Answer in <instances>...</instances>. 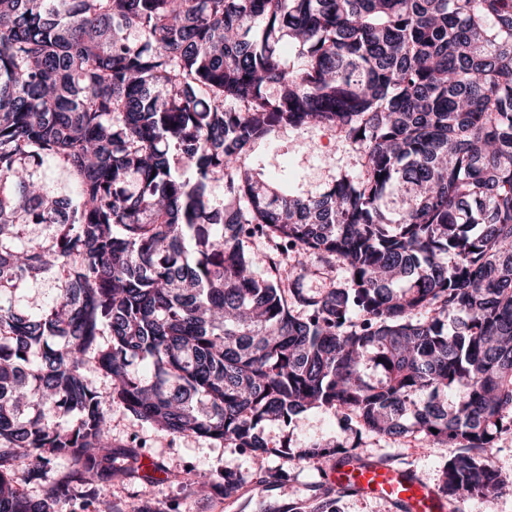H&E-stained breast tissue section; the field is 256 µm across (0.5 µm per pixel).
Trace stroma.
I'll return each mask as SVG.
<instances>
[{"label": "stroma", "mask_w": 512, "mask_h": 512, "mask_svg": "<svg viewBox=\"0 0 512 512\" xmlns=\"http://www.w3.org/2000/svg\"><path fill=\"white\" fill-rule=\"evenodd\" d=\"M356 161L355 153L333 131L306 126L281 129L271 142L254 148L248 164L266 178L288 182L293 191L320 192L334 175L355 168ZM343 420L342 413L314 409L296 424L267 427L264 436L272 453L265 471L260 472L251 453L244 449L210 439L168 435L116 406L112 409V453L117 472L111 482L99 486L97 493L111 502L112 512H142L147 505L152 512H260L252 489L263 480L268 503L293 505L299 512H313L326 497L333 500L335 512H393L383 500L337 492L328 479L331 461L297 464L280 453L279 446L285 441L297 448L338 438ZM355 453L363 459L412 468L434 485L456 450L417 433L388 439L366 432L360 436ZM150 461L162 468V476H143L142 467ZM189 469L211 473L212 484L202 489L186 485L184 473ZM227 471L244 479L241 496L234 502L224 498L222 475Z\"/></svg>", "instance_id": "1"}]
</instances>
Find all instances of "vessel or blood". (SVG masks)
<instances>
[{
	"label": "vessel or blood",
	"mask_w": 512,
	"mask_h": 512,
	"mask_svg": "<svg viewBox=\"0 0 512 512\" xmlns=\"http://www.w3.org/2000/svg\"><path fill=\"white\" fill-rule=\"evenodd\" d=\"M329 478L337 490L383 499L395 512H448V502L437 488L410 469L352 457L337 463Z\"/></svg>",
	"instance_id": "vessel-or-blood-1"
}]
</instances>
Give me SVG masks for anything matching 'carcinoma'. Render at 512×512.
<instances>
[{
    "instance_id": "obj_1",
    "label": "carcinoma",
    "mask_w": 512,
    "mask_h": 512,
    "mask_svg": "<svg viewBox=\"0 0 512 512\" xmlns=\"http://www.w3.org/2000/svg\"><path fill=\"white\" fill-rule=\"evenodd\" d=\"M309 125L359 169L301 196L250 168ZM315 259L342 279L306 288ZM114 404L260 467L265 425L340 410L281 453L419 432L458 448L449 504L512 492V0H0V512L111 480ZM491 452L495 465L503 476L512 479V433H503Z\"/></svg>"
}]
</instances>
